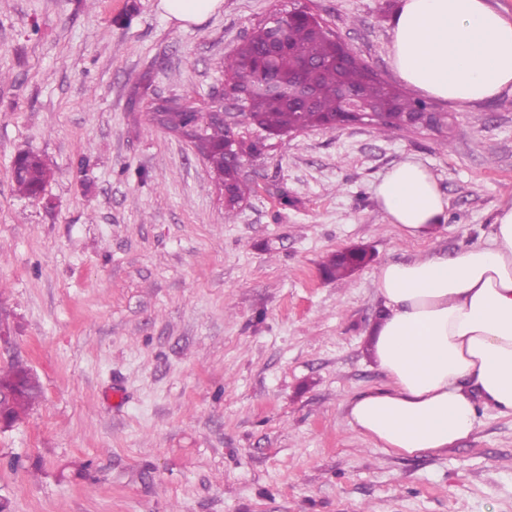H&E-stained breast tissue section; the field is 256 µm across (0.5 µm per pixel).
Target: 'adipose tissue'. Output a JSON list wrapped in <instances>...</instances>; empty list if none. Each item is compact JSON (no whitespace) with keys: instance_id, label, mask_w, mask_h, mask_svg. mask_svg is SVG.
<instances>
[{"instance_id":"adipose-tissue-1","label":"adipose tissue","mask_w":512,"mask_h":512,"mask_svg":"<svg viewBox=\"0 0 512 512\" xmlns=\"http://www.w3.org/2000/svg\"><path fill=\"white\" fill-rule=\"evenodd\" d=\"M389 57L420 93L459 106L490 101L512 91V19L490 0H399ZM373 193L408 239L427 235L448 206L412 157ZM373 284L382 303L373 357L386 381L348 402L353 431L390 454L434 455L469 436L480 411L512 415V199L484 242L385 263Z\"/></svg>"}]
</instances>
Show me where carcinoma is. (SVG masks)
<instances>
[{
	"label": "carcinoma",
	"instance_id": "1",
	"mask_svg": "<svg viewBox=\"0 0 512 512\" xmlns=\"http://www.w3.org/2000/svg\"><path fill=\"white\" fill-rule=\"evenodd\" d=\"M273 23H288L289 43L296 53L304 58L322 59L330 54L332 41L326 32L315 36L313 29L288 19V15L274 13L269 16ZM259 45L249 39L234 50V55L223 62L224 69L232 75L237 84L252 86V95L244 102L246 110L252 113L259 125V134L251 139L242 137L236 142V154L257 156L266 147V141L275 134L288 130L289 127L301 125L308 129L320 126L321 119L333 117L341 112L344 92L354 91L368 100L377 112L386 113V120L375 124V129L386 133L392 128H417V113L427 109L421 100L412 99L401 94L390 84L368 75L367 65H353L342 72L334 68H325L316 81V111L290 112L285 108L276 107L269 102L263 92V86L271 79L285 80L283 87H288V60H267L262 63L249 64L248 58L258 55ZM169 126L177 128L187 124H195L204 128L205 137L198 144V150L209 157L211 171L217 182L224 184L226 209L224 220L232 218L233 211L251 187L240 177V172L227 157L219 152L224 146L228 132L224 124L213 120L205 113L195 112L183 107H175L167 113ZM14 165L17 173L14 176L15 189L18 194L27 197L36 196L43 190L49 176L50 168L38 154L24 153L19 155ZM365 261V253L352 251L347 255L335 254L325 265V274L331 279H342L349 276L354 269ZM22 387L19 396L10 401L0 403V410L14 423L25 415L29 407L41 396L38 379L29 369L14 365L0 375V386Z\"/></svg>",
	"mask_w": 512,
	"mask_h": 512
}]
</instances>
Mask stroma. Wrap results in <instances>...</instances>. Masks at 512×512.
Returning <instances> with one entry per match:
<instances>
[{
    "label": "stroma",
    "mask_w": 512,
    "mask_h": 512,
    "mask_svg": "<svg viewBox=\"0 0 512 512\" xmlns=\"http://www.w3.org/2000/svg\"><path fill=\"white\" fill-rule=\"evenodd\" d=\"M160 0H0V368L43 387L0 429V512H512V416L438 455L385 453L343 404L384 383L369 354L384 263L486 238L512 197V93L429 98L451 130L366 124L272 139L244 159L233 219L207 164L153 126L208 111L222 61L275 10H308L379 77L398 0H223L205 21ZM52 174L16 193L13 163ZM415 157L448 200L405 239L372 188ZM367 264L340 280L345 248ZM14 165L17 166L14 183L18 194L35 197L43 190L50 176V168L40 155L35 153L21 154L16 158ZM365 257V253L360 251H351L348 255L335 254L325 265V274L336 280L347 277L364 263Z\"/></svg>",
    "instance_id": "1"
}]
</instances>
